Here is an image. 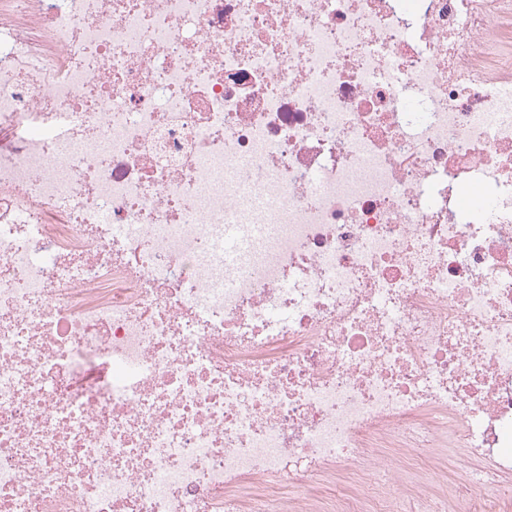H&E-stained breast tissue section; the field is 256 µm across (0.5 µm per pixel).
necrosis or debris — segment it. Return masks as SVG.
<instances>
[{"instance_id":"necrosis-or-debris-1","label":"necrosis or debris","mask_w":512,"mask_h":512,"mask_svg":"<svg viewBox=\"0 0 512 512\" xmlns=\"http://www.w3.org/2000/svg\"><path fill=\"white\" fill-rule=\"evenodd\" d=\"M0 512H512V0H0Z\"/></svg>"}]
</instances>
